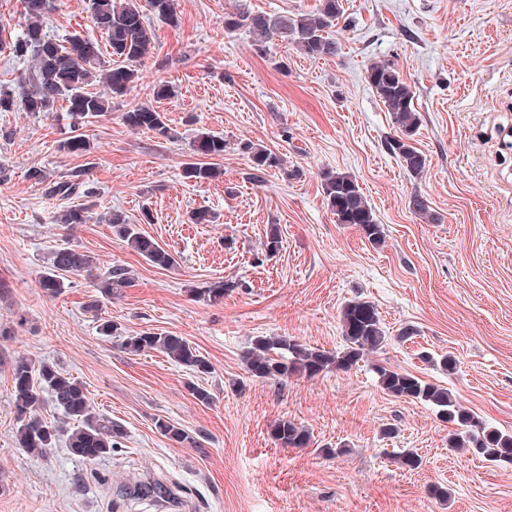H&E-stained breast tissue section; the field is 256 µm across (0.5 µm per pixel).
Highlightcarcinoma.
I'll use <instances>...</instances> for the list:
<instances>
[{"label": "carcinoma", "mask_w": 512, "mask_h": 512, "mask_svg": "<svg viewBox=\"0 0 512 512\" xmlns=\"http://www.w3.org/2000/svg\"><path fill=\"white\" fill-rule=\"evenodd\" d=\"M52 0H21L26 17L25 30L10 48L17 57L30 62L28 73L18 81V89L0 87V111L19 105L25 112H51L57 103L66 104L75 123L104 115L111 109L110 96H123L138 78V70L150 53L154 33L145 19L141 0H88L91 22L105 36L112 63L105 64L99 45L87 37L74 34L63 41L49 37L45 30V15ZM155 15L170 22L175 20L174 0H146ZM342 13L341 0H319L317 12L268 14L244 10L224 16V29L243 28L253 46L263 49L276 38L311 58L334 57L340 48L328 31L335 26ZM366 80L379 100L391 112L398 136L390 147L400 158L405 169L421 174L427 157L413 145L419 127V116L414 107L415 93L400 72L389 61L373 64ZM99 81L107 88L101 95L88 91ZM125 124L133 131H152L169 135L162 113L152 106L137 103L124 113ZM60 149L71 154L87 155L90 141L81 133L63 141ZM224 137L210 131H197L192 150L196 159L185 164L184 177L191 181L210 180L217 176V168L204 162L206 158L224 156ZM252 169V179L264 180L269 170L283 169L284 160L271 150L253 143L242 148ZM82 172L72 178L47 184L49 197L71 198L80 194L84 185ZM323 194L328 209L338 224L358 227L374 246L384 242L383 230L358 184L350 176L327 171L323 173ZM94 220L112 225L128 245L152 265L167 269L176 262L172 253L153 238L145 235L121 211H112L103 217L85 206L63 209L52 216L54 224H88ZM66 273L83 274L90 278L92 287L105 299H110L130 281L126 268L116 265L104 272L98 271L93 257L76 248L55 249L50 253L48 266L41 274L39 288L54 296L63 288ZM233 284L215 281L197 290L199 297L217 303ZM345 348L340 351L308 347L286 336H257L244 353L249 376L259 379L286 381L294 375L316 376L331 369L349 370L365 357L381 350L387 333L379 314L369 301L347 303L341 313ZM100 334L118 340L121 349L131 355L159 351L171 361L196 374L209 373V363L187 339L173 334L143 331L124 336L118 327L106 319L99 325ZM381 388L390 396L419 402L431 407L438 417L456 425L448 438V447L463 448L489 462L512 464V430L505 431L488 425L477 414L465 408L445 386L425 381L412 373L383 363L372 364ZM12 395L17 419L18 447L33 458L48 457L59 439L71 455L87 463H94L122 447L126 436L124 427L95 409L85 385L57 367L18 356L10 367ZM48 394L62 418L49 424L39 413L42 394ZM77 425L70 426V421ZM160 433L183 443L192 438L182 429L165 421L157 423ZM271 436L284 448H306L310 445L309 430L287 418L276 422Z\"/></svg>", "instance_id": "obj_1"}]
</instances>
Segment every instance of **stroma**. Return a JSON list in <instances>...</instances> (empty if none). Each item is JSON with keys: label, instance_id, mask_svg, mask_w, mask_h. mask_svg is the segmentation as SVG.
<instances>
[{"label": "stroma", "instance_id": "stroma-1", "mask_svg": "<svg viewBox=\"0 0 512 512\" xmlns=\"http://www.w3.org/2000/svg\"><path fill=\"white\" fill-rule=\"evenodd\" d=\"M318 5L175 0V22L148 15L155 40L141 78L82 126L89 155L59 151L73 128L65 110L0 112V512H512V465L449 450L448 424L387 395L370 369L382 362L444 385L512 430V0H342L333 58L277 39L259 52L245 30L224 28L244 8L312 14ZM23 23L19 0H0V85L29 66L7 47ZM47 30L100 36L87 0H55ZM380 61L416 93L420 176L390 150L392 116L365 80ZM161 84L174 97L155 98ZM137 102L163 113L170 136L125 124ZM202 128L227 148L219 176L196 183L182 169ZM248 141L281 156L286 171L254 182L238 149ZM79 170L88 193L77 204L125 213L176 256L173 268L148 263L108 224L52 223L66 202L46 196V184ZM329 170L356 179L383 245L337 223L322 193ZM415 194L431 219L409 209ZM196 209L214 222L191 223ZM273 229L279 249L265 259ZM63 247L127 268L128 286L102 300L86 276L68 274L59 294H44L46 259ZM222 280L235 287L221 303L196 296ZM353 300L372 302L389 336L370 361L285 382L246 373L242 356L258 336L342 349L341 311ZM105 319L126 336H183L211 370L194 374L157 351L126 354L100 334ZM406 327L415 334L404 339ZM448 352L450 373L432 363ZM20 355L82 381L96 409L123 425L121 447L95 464L61 443L44 460L19 448L10 365ZM194 384L211 403L194 397ZM284 416L309 428L310 447L275 445L270 426ZM160 420L189 442L163 436ZM405 448L419 468L394 463ZM149 484L164 495L137 494ZM435 484L447 499L430 494Z\"/></svg>", "mask_w": 512, "mask_h": 512}]
</instances>
